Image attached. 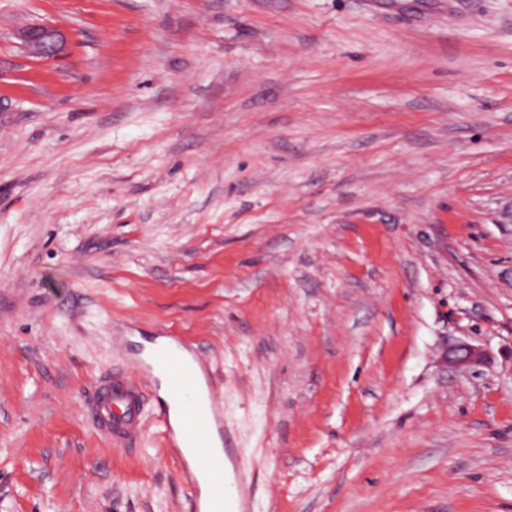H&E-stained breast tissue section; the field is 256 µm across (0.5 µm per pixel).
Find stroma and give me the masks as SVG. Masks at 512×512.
<instances>
[{
    "mask_svg": "<svg viewBox=\"0 0 512 512\" xmlns=\"http://www.w3.org/2000/svg\"><path fill=\"white\" fill-rule=\"evenodd\" d=\"M442 2L0 0V512H191L85 413L172 331L241 512H512V0ZM21 39L32 54L43 58H56L62 49L58 31L47 24L35 25L22 31Z\"/></svg>",
    "mask_w": 512,
    "mask_h": 512,
    "instance_id": "1",
    "label": "stroma"
}]
</instances>
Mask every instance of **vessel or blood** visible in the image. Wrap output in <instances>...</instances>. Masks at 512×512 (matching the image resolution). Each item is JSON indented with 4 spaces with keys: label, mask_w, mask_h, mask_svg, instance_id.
I'll return each mask as SVG.
<instances>
[{
    "label": "vessel or blood",
    "mask_w": 512,
    "mask_h": 512,
    "mask_svg": "<svg viewBox=\"0 0 512 512\" xmlns=\"http://www.w3.org/2000/svg\"><path fill=\"white\" fill-rule=\"evenodd\" d=\"M174 352L162 368L183 403L178 418L162 414L163 437L174 448L192 449L194 463L202 474L194 490L195 512H236V484L224 475V459L216 453V441L224 436V410L215 391L213 372L192 344L171 337ZM154 364L143 361L131 369L105 371L86 404L88 416L99 431L122 443L143 429L146 397L156 382Z\"/></svg>",
    "instance_id": "vessel-or-blood-1"
}]
</instances>
